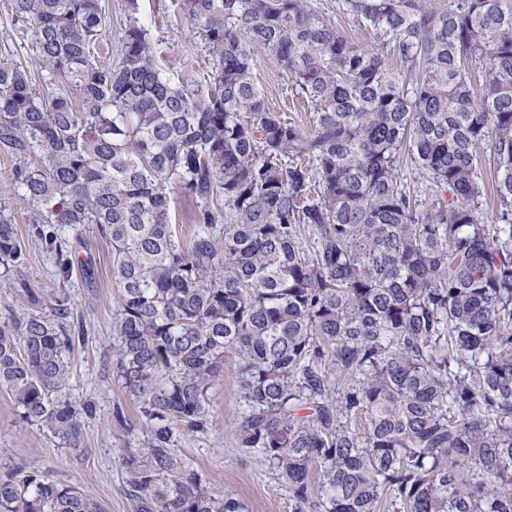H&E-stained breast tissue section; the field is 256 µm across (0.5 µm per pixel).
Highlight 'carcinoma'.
<instances>
[{
    "mask_svg": "<svg viewBox=\"0 0 512 512\" xmlns=\"http://www.w3.org/2000/svg\"><path fill=\"white\" fill-rule=\"evenodd\" d=\"M176 2L215 61L204 94L162 75L136 17L120 63L99 65V0H12L42 89L0 61V144L36 159L0 193L27 202L62 278L79 226L112 247V376L142 419L121 457L135 512H244L173 453L176 431L211 427L228 355L245 404L237 447L261 453L299 512H512V0H343L372 49L305 0ZM256 46L299 86L312 131L267 107ZM61 79L71 93L53 92ZM405 154L427 202L398 177ZM178 188L199 200L187 242ZM13 221L0 204L5 273L25 263ZM12 287L39 312L0 326V387L21 419L71 442L93 408L55 399L70 299ZM0 512L96 504L6 470Z\"/></svg>",
    "mask_w": 512,
    "mask_h": 512,
    "instance_id": "obj_1",
    "label": "carcinoma"
}]
</instances>
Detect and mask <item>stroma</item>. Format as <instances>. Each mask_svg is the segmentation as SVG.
<instances>
[{
	"label": "stroma",
	"mask_w": 512,
	"mask_h": 512,
	"mask_svg": "<svg viewBox=\"0 0 512 512\" xmlns=\"http://www.w3.org/2000/svg\"><path fill=\"white\" fill-rule=\"evenodd\" d=\"M12 0H0V59L23 65L39 76L32 41L20 34L11 9ZM105 17V36L99 60L118 64L122 36L128 20L127 0H100ZM309 8L332 23L350 41L372 47L374 36L353 16L341 0H308ZM138 18L154 44L158 65L174 82L206 88L213 61L197 23L180 14L173 0H138ZM253 77L264 89L271 111L285 113L303 130H311L310 108L299 89L277 60L262 48L254 50ZM17 240L26 256L21 275L30 288L50 295L66 290L84 333L71 354V371L59 399L80 407L92 404L94 417L85 419L74 442L61 443L51 433L28 424L18 416L7 390L0 389V470H38L57 483L73 486L98 506V512H134L126 491L116 450L130 427L141 420L137 401L112 379V313L117 290L112 279V249L96 225H83L73 236L79 259H91V268L74 267L68 282H60L51 259L36 240L29 209L12 200ZM238 360L229 356L210 390L213 423L202 433H180L175 454L192 468L211 491L238 499L245 512H295L296 503L284 478L258 456L241 455L233 426L242 411L236 386ZM123 420H116L114 409Z\"/></svg>",
	"instance_id": "35a3bbf8"
}]
</instances>
